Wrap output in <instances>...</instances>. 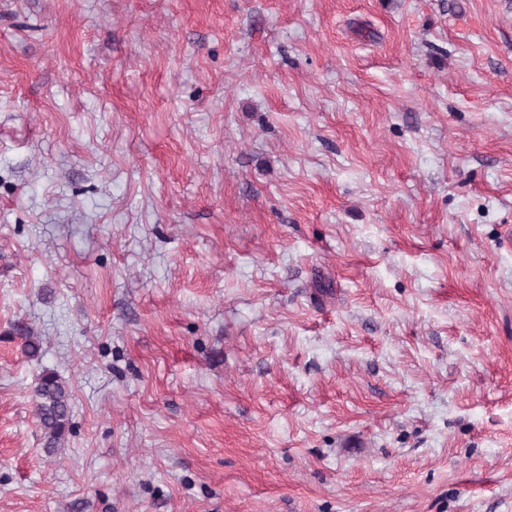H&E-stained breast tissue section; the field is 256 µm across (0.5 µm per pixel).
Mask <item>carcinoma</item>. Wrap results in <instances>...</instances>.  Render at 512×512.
<instances>
[{"instance_id":"cac0c4a2","label":"carcinoma","mask_w":512,"mask_h":512,"mask_svg":"<svg viewBox=\"0 0 512 512\" xmlns=\"http://www.w3.org/2000/svg\"><path fill=\"white\" fill-rule=\"evenodd\" d=\"M72 394L54 371L46 370L34 390V415L41 429L45 451L52 455L62 447L70 429Z\"/></svg>"}]
</instances>
